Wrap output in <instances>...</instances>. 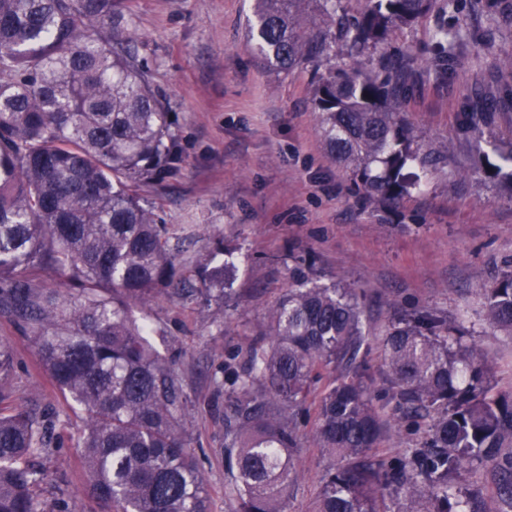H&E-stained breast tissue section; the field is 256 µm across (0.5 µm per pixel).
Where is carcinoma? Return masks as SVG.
<instances>
[{
  "mask_svg": "<svg viewBox=\"0 0 512 512\" xmlns=\"http://www.w3.org/2000/svg\"><path fill=\"white\" fill-rule=\"evenodd\" d=\"M342 0H255V50L288 71L343 42L353 66L315 80L312 102L331 156L356 190L397 202L417 188L410 168L437 157L400 117L406 65L358 57L409 25L434 0H367L350 21ZM324 6L330 29L307 20ZM460 30L437 28L442 48ZM124 0H0V313L29 330L55 388L88 414L81 440L84 493L114 512H209V490L185 423L184 378L128 314L174 285L198 281L224 323L235 269L215 259L224 240L176 268L172 227L139 193L180 161L167 104L134 50ZM51 270L55 287L30 271ZM486 323L512 335V260L482 291ZM224 370V497L231 512H285L310 442L333 459L315 512H484L459 473L490 470L496 512H512V396L495 362L459 326L427 310L402 315L383 339L380 380L359 360L365 322L355 289L301 280ZM15 356L0 337V512H45L31 459L53 445V424L6 403ZM423 431L402 456L375 449L399 427Z\"/></svg>",
  "mask_w": 512,
  "mask_h": 512,
  "instance_id": "carcinoma-1",
  "label": "carcinoma"
}]
</instances>
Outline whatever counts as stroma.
I'll use <instances>...</instances> for the list:
<instances>
[{"label": "stroma", "mask_w": 512, "mask_h": 512, "mask_svg": "<svg viewBox=\"0 0 512 512\" xmlns=\"http://www.w3.org/2000/svg\"><path fill=\"white\" fill-rule=\"evenodd\" d=\"M252 11L253 0H126L125 8L149 79L169 103L181 153L175 169L141 194L174 225L179 261L208 253L219 236L237 267L223 324L203 301L178 294L129 306L134 318L149 316L159 327L154 349L184 375L187 430L211 512L231 508L224 397L214 381L244 337L265 332L268 310L296 280L356 289L370 331L371 376L382 368L386 330L416 308L470 329L497 363L499 390L512 393V337L485 323L480 293L512 258V190L487 172L512 149V70L503 65L512 55V0H436L413 24L394 29L388 49L413 61L404 77V120L423 150L445 152L438 168L421 172V189L397 205L355 194L349 170L323 145L310 89L315 76L348 68L349 58L333 52L274 71L248 36ZM441 26L468 33L447 63L432 40ZM484 111L491 122L461 128V113ZM1 336L16 355L12 403L55 423L57 445L35 459L46 473L39 500L50 510L65 491L71 512H102L80 491L84 411L64 400L26 332L0 313ZM294 462L302 477L287 512H314L330 461L307 444Z\"/></svg>", "instance_id": "obj_1"}]
</instances>
